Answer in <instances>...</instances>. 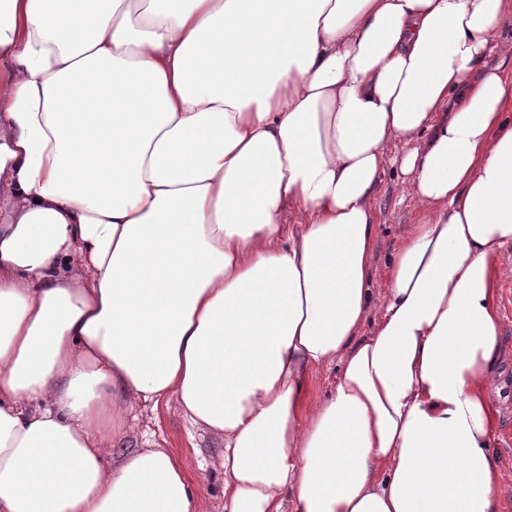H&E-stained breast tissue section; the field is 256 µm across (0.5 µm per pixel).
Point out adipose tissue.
Masks as SVG:
<instances>
[{
	"instance_id": "adipose-tissue-1",
	"label": "adipose tissue",
	"mask_w": 512,
	"mask_h": 512,
	"mask_svg": "<svg viewBox=\"0 0 512 512\" xmlns=\"http://www.w3.org/2000/svg\"><path fill=\"white\" fill-rule=\"evenodd\" d=\"M65 2L0 0V512H207L140 401L225 512H498L512 0ZM401 179L399 169L389 167L375 199L378 224L372 288L376 296L383 294L387 287L386 265L390 255L409 230L410 224H416L419 219L418 206L408 195ZM336 373L331 370H314L308 374L309 399L313 403L320 402L326 398L332 388ZM126 447L171 448L189 467L208 502L209 512H224V471L218 458L224 441L217 435L191 427L176 402L141 403L128 415Z\"/></svg>"
}]
</instances>
